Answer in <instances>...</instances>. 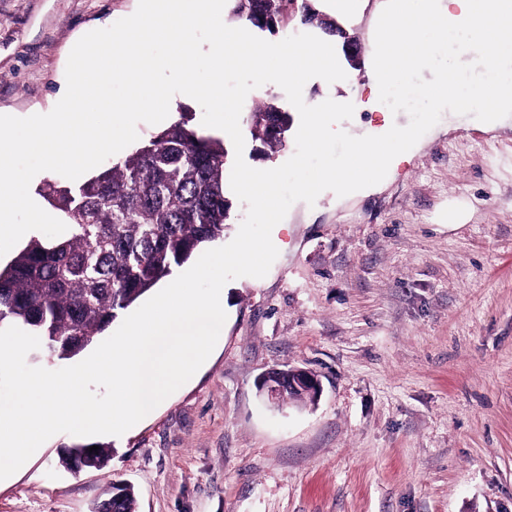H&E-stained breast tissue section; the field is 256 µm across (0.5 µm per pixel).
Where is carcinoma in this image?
<instances>
[{
  "label": "carcinoma",
  "instance_id": "1",
  "mask_svg": "<svg viewBox=\"0 0 512 512\" xmlns=\"http://www.w3.org/2000/svg\"><path fill=\"white\" fill-rule=\"evenodd\" d=\"M228 16L274 34L285 23L348 40L347 31L310 0H227ZM292 116L272 98L250 111L249 132L270 158L286 146ZM224 139L181 114L132 153L77 185L48 181L43 198L67 225L65 235L33 237L0 267V329L40 337L50 361L70 360L117 315L170 276L206 244L224 236L231 203ZM112 448L74 444L65 467L101 470ZM92 512H136L133 488L111 483Z\"/></svg>",
  "mask_w": 512,
  "mask_h": 512
}]
</instances>
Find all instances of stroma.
<instances>
[{
  "label": "stroma",
  "instance_id": "1",
  "mask_svg": "<svg viewBox=\"0 0 512 512\" xmlns=\"http://www.w3.org/2000/svg\"><path fill=\"white\" fill-rule=\"evenodd\" d=\"M138 0H0V113L46 111L75 43ZM317 82L306 103L350 93ZM265 277L230 281L224 337L120 437L102 471L58 461L59 433L0 480V512H91L109 482L138 512H512V126L452 115L375 189L292 205ZM314 372L301 406L276 369ZM300 369H287L281 370L283 372H288V374H293L295 371ZM288 374H285L283 377H280L278 380H271L268 378V375L265 377L267 380L262 382L261 391H265L272 400L281 401L283 400V394L285 392V387L289 384L291 387L301 390L305 388L311 392H316V397L320 392V382L315 373L309 370H302L297 372V377L295 379L289 378Z\"/></svg>",
  "mask_w": 512,
  "mask_h": 512
}]
</instances>
